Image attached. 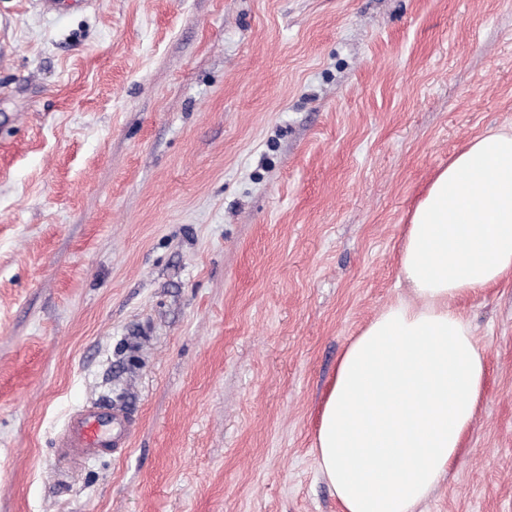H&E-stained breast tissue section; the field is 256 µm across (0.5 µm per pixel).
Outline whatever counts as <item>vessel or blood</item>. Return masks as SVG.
<instances>
[{
    "label": "vessel or blood",
    "mask_w": 512,
    "mask_h": 512,
    "mask_svg": "<svg viewBox=\"0 0 512 512\" xmlns=\"http://www.w3.org/2000/svg\"><path fill=\"white\" fill-rule=\"evenodd\" d=\"M135 428L127 412L109 403L84 405L68 418L58 440L59 454L68 466L79 467L104 453L121 452Z\"/></svg>",
    "instance_id": "vessel-or-blood-1"
}]
</instances>
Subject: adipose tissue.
<instances>
[{
	"mask_svg": "<svg viewBox=\"0 0 512 512\" xmlns=\"http://www.w3.org/2000/svg\"><path fill=\"white\" fill-rule=\"evenodd\" d=\"M407 298L340 355L314 452L342 512H416L464 451L487 374L458 305L512 273V128L464 144L409 211Z\"/></svg>",
	"mask_w": 512,
	"mask_h": 512,
	"instance_id": "obj_1",
	"label": "adipose tissue"
}]
</instances>
